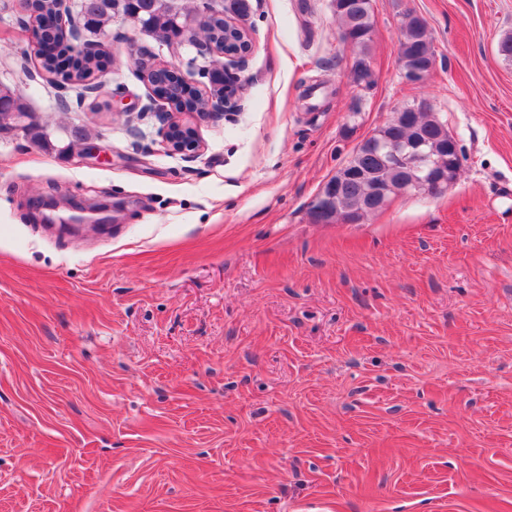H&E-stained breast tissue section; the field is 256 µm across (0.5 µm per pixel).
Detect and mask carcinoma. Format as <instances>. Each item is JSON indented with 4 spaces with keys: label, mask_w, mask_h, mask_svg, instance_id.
Returning a JSON list of instances; mask_svg holds the SVG:
<instances>
[{
    "label": "carcinoma",
    "mask_w": 512,
    "mask_h": 512,
    "mask_svg": "<svg viewBox=\"0 0 512 512\" xmlns=\"http://www.w3.org/2000/svg\"><path fill=\"white\" fill-rule=\"evenodd\" d=\"M353 6L335 12L339 29L349 32L352 47V62L370 57V42L375 25L371 0H352ZM73 8L84 24L90 27V33L96 36L106 35V27L117 15L135 14L139 25L153 30L165 37H183L191 34L197 38L208 37L215 43L224 42V18L209 17L208 27L198 28L199 12L184 13L174 5V0H74ZM57 58L69 62V69L60 67L56 58L43 60L42 67L54 75L57 82L74 87L77 98L84 96V90L105 67L106 54L99 52L93 56L73 55L74 48L67 44H57ZM402 72L418 62H435L427 36L425 21L413 14L406 15L401 40ZM155 93L172 103L175 107L198 110L203 101L196 90L174 80L167 72H160L152 80ZM425 134L424 150L430 157L439 158L443 141L448 139V128L431 112H408L405 108L397 110L384 126L376 129L374 135L395 140L411 139L414 130ZM418 180L419 173L410 170L403 174L387 165L383 157L364 149L354 150L346 166L336 171L334 179L343 183L342 196L338 212L329 218L328 223H343L351 218L358 224L371 211L364 207L372 183L378 181L385 186H399L401 179Z\"/></svg>",
    "instance_id": "1"
}]
</instances>
